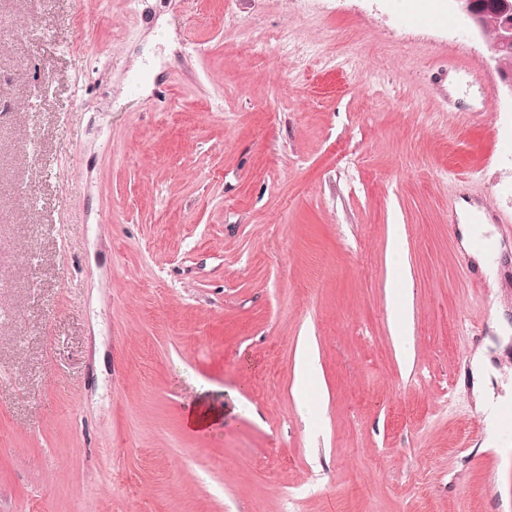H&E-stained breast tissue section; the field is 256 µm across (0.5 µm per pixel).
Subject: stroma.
Masks as SVG:
<instances>
[{"label":"stroma","instance_id":"stroma-1","mask_svg":"<svg viewBox=\"0 0 512 512\" xmlns=\"http://www.w3.org/2000/svg\"><path fill=\"white\" fill-rule=\"evenodd\" d=\"M491 42L454 0H0V512H512ZM294 32L291 28L283 26L268 34L266 49L278 59L281 55L288 54L290 47L294 46Z\"/></svg>","mask_w":512,"mask_h":512}]
</instances>
